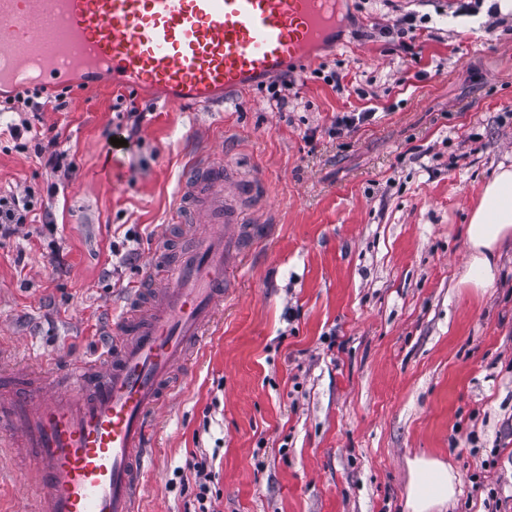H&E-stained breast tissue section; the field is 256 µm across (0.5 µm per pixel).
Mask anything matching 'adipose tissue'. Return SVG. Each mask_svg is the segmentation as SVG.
Returning a JSON list of instances; mask_svg holds the SVG:
<instances>
[{
	"mask_svg": "<svg viewBox=\"0 0 512 512\" xmlns=\"http://www.w3.org/2000/svg\"><path fill=\"white\" fill-rule=\"evenodd\" d=\"M512 240V167L499 165L481 189L467 227L470 262L462 278L475 288L489 285L496 271V254ZM408 506L411 512H434L456 493L457 474L445 463L418 458L410 463Z\"/></svg>",
	"mask_w": 512,
	"mask_h": 512,
	"instance_id": "adipose-tissue-1",
	"label": "adipose tissue"
}]
</instances>
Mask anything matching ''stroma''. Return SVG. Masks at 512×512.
I'll use <instances>...</instances> for the list:
<instances>
[{"instance_id":"1","label":"stroma","mask_w":512,"mask_h":512,"mask_svg":"<svg viewBox=\"0 0 512 512\" xmlns=\"http://www.w3.org/2000/svg\"><path fill=\"white\" fill-rule=\"evenodd\" d=\"M395 2L418 18L412 52L382 34L383 0H351L342 43L295 71L286 110L264 83L216 106L76 83L66 111L42 114L69 179L0 135V195L31 189L37 216L0 243L4 375L95 348L178 235L192 156L223 147L266 187L268 235L157 419L142 512H190L200 451L216 455L218 512H410L417 458L459 477L441 512H512V246L487 287L461 281L470 212L512 164V12ZM322 63L342 91L316 76ZM133 106L146 118L131 139ZM129 228L138 258L122 264L112 247ZM30 494L1 449L0 512H27Z\"/></svg>"}]
</instances>
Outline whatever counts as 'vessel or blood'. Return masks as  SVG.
<instances>
[{"label": "vessel or blood", "instance_id": "vessel-or-blood-1", "mask_svg": "<svg viewBox=\"0 0 512 512\" xmlns=\"http://www.w3.org/2000/svg\"><path fill=\"white\" fill-rule=\"evenodd\" d=\"M336 0H0V87L31 70L65 83L152 87L171 103L218 104L270 81L334 31ZM266 189L214 154L190 162L173 211L185 240L159 248L130 288L113 340L48 361L0 393V444L31 475L32 512H140L150 418L176 394L260 238Z\"/></svg>", "mask_w": 512, "mask_h": 512}]
</instances>
